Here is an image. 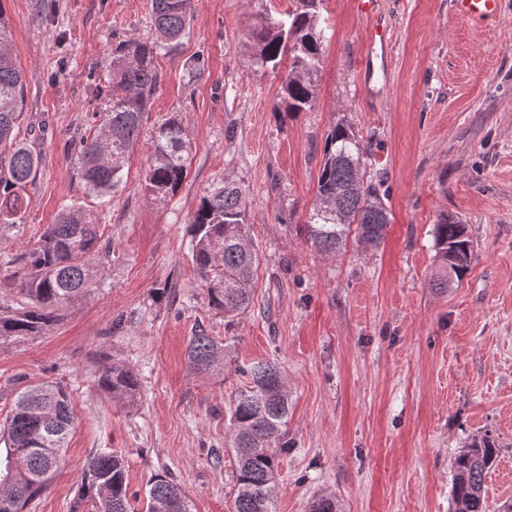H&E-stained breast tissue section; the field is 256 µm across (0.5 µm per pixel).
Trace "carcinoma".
I'll list each match as a JSON object with an SVG mask.
<instances>
[{
	"label": "carcinoma",
	"mask_w": 512,
	"mask_h": 512,
	"mask_svg": "<svg viewBox=\"0 0 512 512\" xmlns=\"http://www.w3.org/2000/svg\"><path fill=\"white\" fill-rule=\"evenodd\" d=\"M323 0H299L301 9L284 18L267 16L254 35L251 64L276 67L290 60L278 110L303 112L314 102V80L322 56L316 33ZM153 31L119 44L112 58L110 98L98 114L91 141H80L82 179L91 192H107L123 179L124 161L138 139L145 112L161 81L157 58L178 45L190 22V0H151ZM25 79L15 61L6 12L0 5V223L22 208L20 192L36 177L40 158L20 138ZM190 138L176 118L156 127L147 159L146 194L164 202L187 175ZM367 155L354 132L342 123L327 135L316 188V203L304 237L320 251L335 252L356 225L359 241L372 247L385 238L389 213L377 186L364 181ZM244 191L222 185L202 197L189 233L192 263L207 291L209 305L234 318L253 301L258 253L250 236ZM99 224L77 206L62 207L26 257L19 291L27 305L0 316V342L32 336L59 318L69 302L97 287L100 266ZM440 275L434 287L460 281L474 258L467 225L446 215L434 225ZM190 372H224V343L201 329L186 347ZM248 385L229 405L230 439L237 456L235 512H276V483L282 427L288 418V390L274 362L247 370ZM99 385L113 398L132 403L140 394L137 374L125 364L105 367ZM74 424L68 392L46 381L23 389L0 427V512H24L52 482L62 464V450ZM500 448L488 435L475 438L453 462L454 512H486L484 479ZM89 502L94 512H132L124 456L116 449L89 457L78 487L77 504ZM146 512H192L185 492L169 476L148 481Z\"/></svg>",
	"instance_id": "cac0c4a2"
}]
</instances>
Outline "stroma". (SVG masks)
<instances>
[{"instance_id": "1", "label": "stroma", "mask_w": 512, "mask_h": 512, "mask_svg": "<svg viewBox=\"0 0 512 512\" xmlns=\"http://www.w3.org/2000/svg\"><path fill=\"white\" fill-rule=\"evenodd\" d=\"M27 84L21 137L40 156L29 204L0 223V310L20 308L22 258L61 205L90 210L109 247L99 287L33 336L0 343V424L18 391L54 381L75 424L64 462L28 512H73L89 455L125 456L131 501L168 474L193 512H234L229 404L245 368L273 361L288 387V448L277 512H309L322 494L337 512H453L452 464L471 439L494 437L486 512L512 503V0L496 20L458 16L453 0H323V56L310 110L275 112L288 64L256 68L261 16L298 0H191L122 184L88 192L79 142L106 106L123 40L146 35L150 0H0ZM389 56L366 78L373 19ZM202 66L204 76L186 74ZM177 117L192 142L188 175L168 201L144 190L152 133ZM368 142L366 178L380 181L390 223L378 247L349 236L333 254L299 236L315 203L325 140L337 123ZM246 191L260 265L252 306L234 319L208 304L192 264L188 220L222 183ZM462 218L474 242L467 275L448 290L433 227ZM230 355L220 378L191 374L198 329ZM131 367L141 397L99 385L105 365Z\"/></svg>"}]
</instances>
